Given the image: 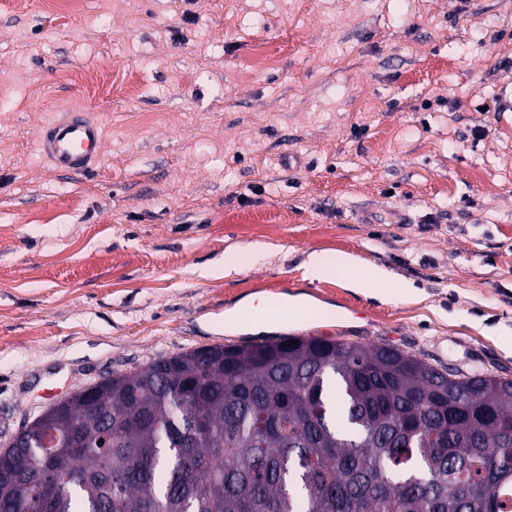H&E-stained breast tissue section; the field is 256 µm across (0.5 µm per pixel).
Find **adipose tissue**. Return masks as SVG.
I'll use <instances>...</instances> for the list:
<instances>
[{
  "instance_id": "1",
  "label": "adipose tissue",
  "mask_w": 512,
  "mask_h": 512,
  "mask_svg": "<svg viewBox=\"0 0 512 512\" xmlns=\"http://www.w3.org/2000/svg\"><path fill=\"white\" fill-rule=\"evenodd\" d=\"M304 277L309 281L339 278L346 287L363 294H378L381 286L391 283L390 274L377 267H365L353 255L331 256L319 251L310 252L304 263Z\"/></svg>"
}]
</instances>
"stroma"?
Wrapping results in <instances>:
<instances>
[{
  "instance_id": "obj_1",
  "label": "stroma",
  "mask_w": 512,
  "mask_h": 512,
  "mask_svg": "<svg viewBox=\"0 0 512 512\" xmlns=\"http://www.w3.org/2000/svg\"><path fill=\"white\" fill-rule=\"evenodd\" d=\"M505 98L512 0H0V447L105 376L248 338L512 379ZM69 109L105 131L83 175L37 149ZM314 250L416 292L307 281ZM267 247L261 243L249 244L238 251L224 254V269L229 271L239 268L248 261L255 259L266 251Z\"/></svg>"
}]
</instances>
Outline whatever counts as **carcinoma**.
<instances>
[{
	"mask_svg": "<svg viewBox=\"0 0 512 512\" xmlns=\"http://www.w3.org/2000/svg\"><path fill=\"white\" fill-rule=\"evenodd\" d=\"M0 512H512V380L313 336L161 357L1 448Z\"/></svg>",
	"mask_w": 512,
	"mask_h": 512,
	"instance_id": "carcinoma-1",
	"label": "carcinoma"
}]
</instances>
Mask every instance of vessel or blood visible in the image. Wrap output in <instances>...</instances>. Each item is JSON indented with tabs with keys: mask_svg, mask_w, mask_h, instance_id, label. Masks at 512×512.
<instances>
[{
	"mask_svg": "<svg viewBox=\"0 0 512 512\" xmlns=\"http://www.w3.org/2000/svg\"><path fill=\"white\" fill-rule=\"evenodd\" d=\"M39 144L55 169L83 174L91 170L102 153L104 131L86 113L71 111L43 127Z\"/></svg>",
	"mask_w": 512,
	"mask_h": 512,
	"instance_id": "1",
	"label": "vessel or blood"
}]
</instances>
